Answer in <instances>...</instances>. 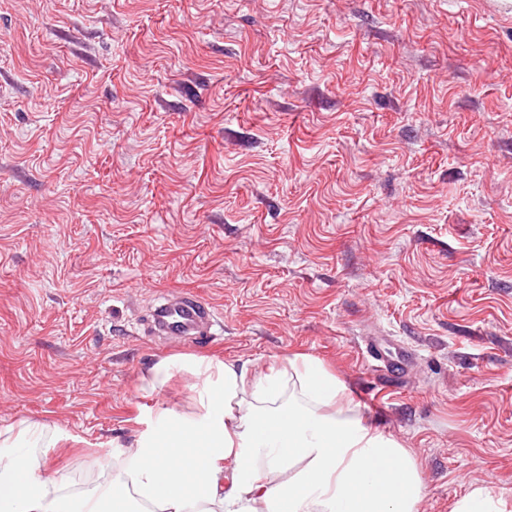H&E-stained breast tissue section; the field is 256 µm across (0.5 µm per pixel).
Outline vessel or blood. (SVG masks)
Segmentation results:
<instances>
[{
	"mask_svg": "<svg viewBox=\"0 0 512 512\" xmlns=\"http://www.w3.org/2000/svg\"><path fill=\"white\" fill-rule=\"evenodd\" d=\"M215 324L212 306L191 293L176 299L160 297L148 318V325L155 332L166 336H189L196 341L211 338Z\"/></svg>",
	"mask_w": 512,
	"mask_h": 512,
	"instance_id": "vessel-or-blood-1",
	"label": "vessel or blood"
}]
</instances>
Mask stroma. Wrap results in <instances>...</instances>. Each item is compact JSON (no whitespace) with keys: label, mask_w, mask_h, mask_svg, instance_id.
I'll list each match as a JSON object with an SVG mask.
<instances>
[{"label":"stroma","mask_w":512,"mask_h":512,"mask_svg":"<svg viewBox=\"0 0 512 512\" xmlns=\"http://www.w3.org/2000/svg\"><path fill=\"white\" fill-rule=\"evenodd\" d=\"M179 292L208 347L143 334ZM297 354L419 512H512V0H0V430L55 425L78 490L191 409L182 357ZM503 506L502 499L496 501L491 490L476 488L457 503L454 512H501Z\"/></svg>","instance_id":"stroma-1"}]
</instances>
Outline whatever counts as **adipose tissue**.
I'll return each instance as SVG.
<instances>
[{"label":"adipose tissue","instance_id":"ef3b65f1","mask_svg":"<svg viewBox=\"0 0 512 512\" xmlns=\"http://www.w3.org/2000/svg\"><path fill=\"white\" fill-rule=\"evenodd\" d=\"M186 368L192 409L159 406L164 432L140 435L83 491L46 470L56 427L0 431V512H418L425 486L409 449L319 361Z\"/></svg>","mask_w":512,"mask_h":512}]
</instances>
